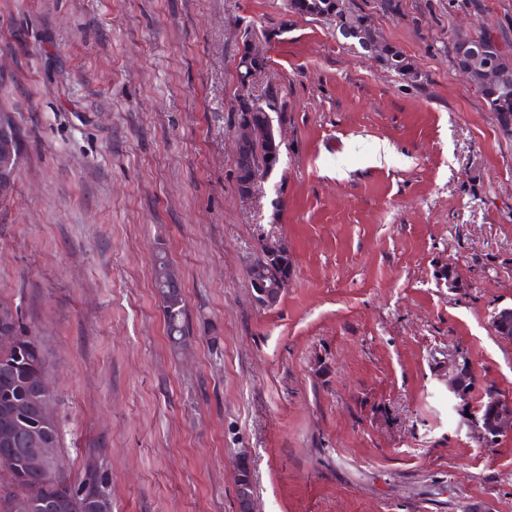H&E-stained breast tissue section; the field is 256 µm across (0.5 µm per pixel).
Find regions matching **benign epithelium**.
I'll return each instance as SVG.
<instances>
[{"label":"benign epithelium","instance_id":"1","mask_svg":"<svg viewBox=\"0 0 512 512\" xmlns=\"http://www.w3.org/2000/svg\"><path fill=\"white\" fill-rule=\"evenodd\" d=\"M10 117L0 115V196L10 193L13 185V172L18 157L15 155L14 142L9 130ZM253 138L250 126L240 128L235 144V167H249L256 170L252 156L239 153L243 143ZM292 265L288 247L278 241H265V247L251 263L246 274L253 290L255 300L263 306L275 305L281 297L284 287L282 271ZM15 308L0 306V338L12 340L11 321L14 319ZM512 320V307H503L494 312L490 320V328L503 341L512 342V332L508 322ZM53 392L44 377H39L32 384L28 410L40 418L34 423L23 417L16 416L11 410L3 411V429L0 430V445L17 447L30 469L36 470L45 477H52L62 469L60 455L55 451V436L48 429L50 407ZM512 434V412L497 410L482 431L486 443L493 444L499 438ZM240 504L239 512H251V492L249 478L244 477L236 486ZM43 512H112L110 497L103 491L88 496L77 494L67 488L62 490L55 499L43 504Z\"/></svg>","mask_w":512,"mask_h":512}]
</instances>
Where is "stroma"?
<instances>
[{
	"label": "stroma",
	"instance_id": "obj_1",
	"mask_svg": "<svg viewBox=\"0 0 512 512\" xmlns=\"http://www.w3.org/2000/svg\"><path fill=\"white\" fill-rule=\"evenodd\" d=\"M397 2L344 0L410 79L289 0H0V109L22 135L0 299L46 351L66 474L98 449L112 512H239L243 454L254 512H512V435L467 425L487 391L512 398V343L489 325L512 306V131L452 54L463 32L512 52V0ZM246 41L266 59L254 94L287 103L249 197ZM268 238L293 272L264 308L246 268ZM160 309L166 327V334L172 342L171 347L174 350H178L186 344L187 338L190 336L187 306L184 303L181 306L174 308L172 306L163 305V303L160 302ZM185 346L186 345L183 347Z\"/></svg>",
	"mask_w": 512,
	"mask_h": 512
}]
</instances>
